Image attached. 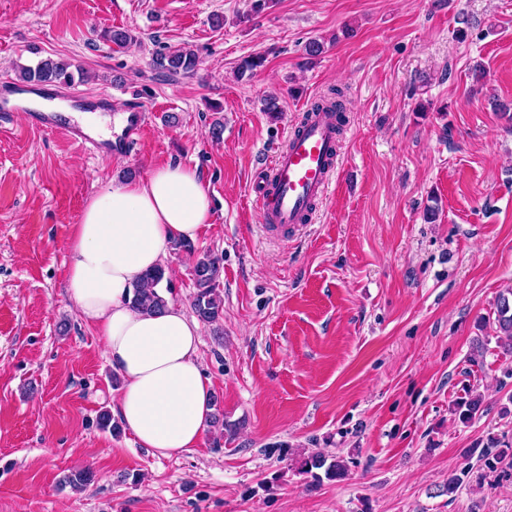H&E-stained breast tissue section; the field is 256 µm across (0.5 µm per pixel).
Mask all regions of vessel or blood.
Here are the masks:
<instances>
[{"label": "vessel or blood", "instance_id": "1", "mask_svg": "<svg viewBox=\"0 0 512 512\" xmlns=\"http://www.w3.org/2000/svg\"><path fill=\"white\" fill-rule=\"evenodd\" d=\"M51 97L42 86L19 85L0 81V112H24L38 127L66 135L79 147L97 152L102 143L87 134L77 122L61 112H40L27 108L29 96ZM146 118L140 106L128 110L127 134L111 142L114 151L130 150L133 136ZM338 118L333 112H309L297 131L271 157L266 175L253 185L255 201L270 233L287 239L290 231L310 223L312 209L328 192L335 173L341 143L337 133Z\"/></svg>", "mask_w": 512, "mask_h": 512}]
</instances>
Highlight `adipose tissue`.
<instances>
[{"mask_svg":"<svg viewBox=\"0 0 512 512\" xmlns=\"http://www.w3.org/2000/svg\"><path fill=\"white\" fill-rule=\"evenodd\" d=\"M211 221L208 185L179 164L110 186L91 198L67 241V292L123 380L115 410L136 440L160 457L198 448L212 422V390L198 352L199 322L176 303L134 310L133 284L163 265L176 241Z\"/></svg>","mask_w":512,"mask_h":512,"instance_id":"ef3b65f1","label":"adipose tissue"}]
</instances>
